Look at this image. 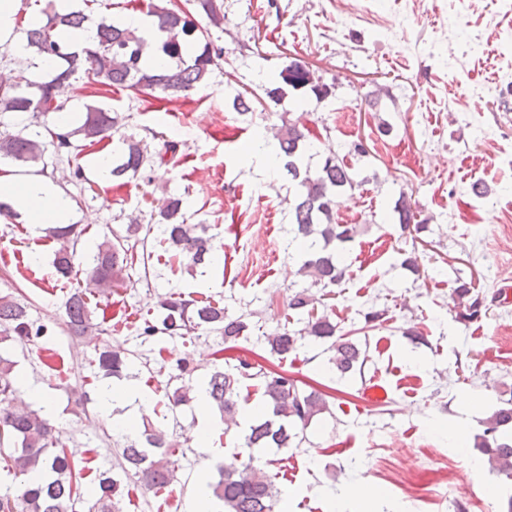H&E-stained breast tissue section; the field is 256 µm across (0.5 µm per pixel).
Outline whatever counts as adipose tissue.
<instances>
[{"mask_svg":"<svg viewBox=\"0 0 512 512\" xmlns=\"http://www.w3.org/2000/svg\"><path fill=\"white\" fill-rule=\"evenodd\" d=\"M0 199L9 201L25 223L36 227L68 219L67 202L40 179L0 175Z\"/></svg>","mask_w":512,"mask_h":512,"instance_id":"1","label":"adipose tissue"}]
</instances>
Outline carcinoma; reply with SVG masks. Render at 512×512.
Listing matches in <instances>:
<instances>
[{
  "mask_svg": "<svg viewBox=\"0 0 512 512\" xmlns=\"http://www.w3.org/2000/svg\"><path fill=\"white\" fill-rule=\"evenodd\" d=\"M208 24L221 28L227 20L224 0H196ZM44 19L24 30V50L35 60L53 62L49 76L20 75L8 87L0 86V115H28L30 125H46L49 115L63 112L65 102L58 98L62 84L80 76L92 78L110 87L132 88L151 96H179L206 84L220 52L211 43L195 47L186 41L196 30L190 13L173 0H149L147 14L155 18L159 38L151 40L138 29L102 18L94 27L87 25L88 16L81 10L61 12L55 0H47L42 9ZM66 28L83 35V42H66L57 31ZM157 56L162 62L148 65L146 58ZM308 89L322 101L332 95V87L315 79L297 61L285 64L278 75L267 76L264 92L277 104L288 90ZM123 117L111 109L87 104L80 112L77 126L63 133L46 129L54 140L46 143L41 132L29 134L0 133V158L34 166H47L48 146L59 155L78 154L87 145H94L121 127ZM281 124L273 125L272 140L264 142L271 149V163L286 172L294 187L290 200L289 245L301 253L297 274L307 286L295 290L288 298V309L307 314L300 327L288 326L262 333L267 352L283 361L302 348L324 347L330 353L329 369L341 378L364 374L367 349L348 336L337 334V324L330 316L314 315L317 302L312 289L334 288L346 276L342 252L360 233L357 224L336 222L338 199L359 186L354 166L339 156L327 157L314 167L317 137L302 122V117L280 116ZM176 145L166 142L154 155L147 152L142 141L133 136L120 137L110 174L114 178L134 179L154 160H164L175 152ZM393 214L401 234L421 233L428 229L427 220L417 219L412 196L400 190ZM160 234L159 243L170 258L195 269L211 263L215 244L204 224H188L183 212V198L171 196L159 211L154 223L143 226L134 219L125 225L124 233L103 237L92 255L87 292L72 293L65 302L70 328L80 335L93 334L99 325L92 323L87 293L103 296L131 280L134 265L133 249L147 244L151 231ZM57 247L53 265L58 275L69 278L75 269V226L58 225L52 230ZM478 290L471 281L459 277L452 288L455 320L472 323L485 317L490 309L487 300H496ZM252 314H230L226 308L211 301L185 298L168 292L158 296L152 317L137 326L138 336L146 342L159 334L181 335L198 330L216 331L224 343L235 345L250 336ZM47 329L36 325L27 303L13 292L0 291V345L11 342H36ZM129 362L124 348L99 352L98 366L107 375L122 377ZM15 362L0 354V447L10 453L8 471L25 476L21 487L0 488V512H76L84 498L82 469L73 452L65 448L60 432L51 425L43 409L19 406L20 388L14 375ZM194 368L189 358L178 360L169 374L167 408L176 412L196 399ZM256 381L260 408L254 412L247 427L240 428V384ZM210 404L224 419V434L240 435V447L248 450L247 460L217 466L219 478L208 484L209 493L222 502L224 512H275L278 488L254 452L300 448L309 442L307 430L314 423L334 416L327 395L312 386L302 387L284 371L266 367L259 362L237 357L225 360L224 367L211 372L205 382ZM500 405L484 422L483 432L476 436L475 447L485 456L489 470L512 477V386L501 392ZM178 448L180 444L167 430L149 420H142L138 437L125 439L121 447L123 472L133 485L146 491H162L178 482ZM124 491L122 481L103 475L94 487L92 512H122L117 504Z\"/></svg>",
  "mask_w": 512,
  "mask_h": 512,
  "instance_id": "1",
  "label": "carcinoma"
}]
</instances>
